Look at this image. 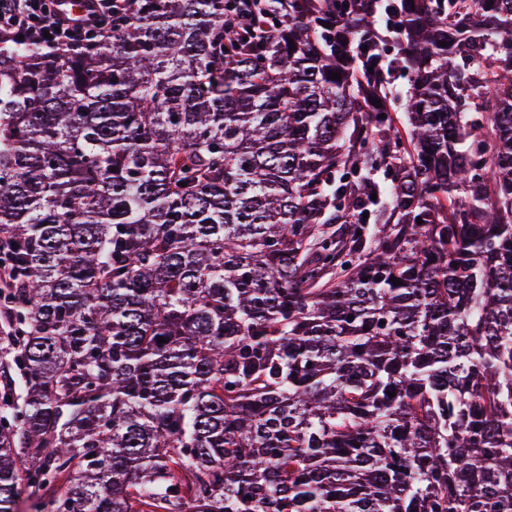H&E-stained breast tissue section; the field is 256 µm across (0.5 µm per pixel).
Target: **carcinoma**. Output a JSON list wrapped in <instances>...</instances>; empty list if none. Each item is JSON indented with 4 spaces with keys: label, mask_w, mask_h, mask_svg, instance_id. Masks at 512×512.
I'll return each mask as SVG.
<instances>
[{
    "label": "carcinoma",
    "mask_w": 512,
    "mask_h": 512,
    "mask_svg": "<svg viewBox=\"0 0 512 512\" xmlns=\"http://www.w3.org/2000/svg\"><path fill=\"white\" fill-rule=\"evenodd\" d=\"M1 254L0 512H512V0L8 45Z\"/></svg>",
    "instance_id": "1"
}]
</instances>
